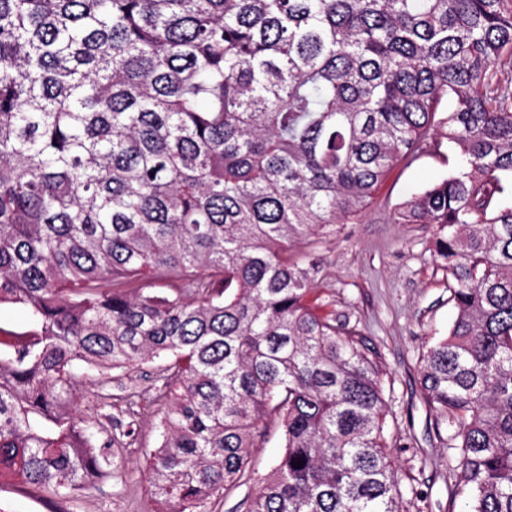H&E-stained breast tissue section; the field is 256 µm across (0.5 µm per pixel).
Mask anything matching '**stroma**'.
<instances>
[{
    "mask_svg": "<svg viewBox=\"0 0 512 512\" xmlns=\"http://www.w3.org/2000/svg\"><path fill=\"white\" fill-rule=\"evenodd\" d=\"M459 156L443 136L423 152L394 167L360 217L337 225L314 252L320 271L312 297L323 313L366 337L385 373L386 430L391 457L401 478L403 512H462L452 495L455 461L438 439L434 416L419 385L418 359L426 347L447 336L455 308L446 271L432 250L430 224H397L401 203L453 173ZM163 360L122 371L85 372L76 408L107 428L134 419L135 433L114 449L112 477L87 484L73 501L57 500L11 476L0 477V506L8 512H158L146 467L158 444L161 405L154 385ZM282 451V429L268 418L251 450L248 477L206 512H245Z\"/></svg>",
    "mask_w": 512,
    "mask_h": 512,
    "instance_id": "35a3bbf8",
    "label": "stroma"
}]
</instances>
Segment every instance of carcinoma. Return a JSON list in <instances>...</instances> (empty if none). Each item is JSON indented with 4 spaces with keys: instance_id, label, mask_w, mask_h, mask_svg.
<instances>
[{
    "instance_id": "1",
    "label": "carcinoma",
    "mask_w": 512,
    "mask_h": 512,
    "mask_svg": "<svg viewBox=\"0 0 512 512\" xmlns=\"http://www.w3.org/2000/svg\"><path fill=\"white\" fill-rule=\"evenodd\" d=\"M502 63L512 0H0V306L39 325L0 348V476L59 500L111 476L74 368L171 356L147 457L165 512L235 488L271 414L284 451L246 512H402L381 362L288 251L439 132L460 167L393 216L435 225L452 282L422 397L464 512H512Z\"/></svg>"
}]
</instances>
